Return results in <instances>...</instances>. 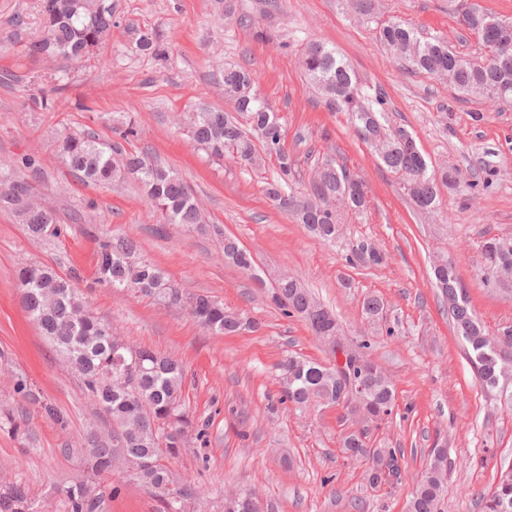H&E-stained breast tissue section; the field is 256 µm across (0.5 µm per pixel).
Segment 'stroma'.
I'll return each mask as SVG.
<instances>
[{"label":"stroma","mask_w":512,"mask_h":512,"mask_svg":"<svg viewBox=\"0 0 512 512\" xmlns=\"http://www.w3.org/2000/svg\"><path fill=\"white\" fill-rule=\"evenodd\" d=\"M114 2L109 42L98 58L78 66L30 57L27 44L42 31L37 0H0V33L11 30L14 17L23 20L19 37L0 45V74L16 77L0 83V165L36 156L42 199L64 228L59 238L35 241L14 214L0 212V417L29 414L27 433L0 427V477L47 500L61 481L82 473L80 456L64 453L65 444L108 425L80 376L27 316L14 270L21 262L45 264L63 276L78 272L89 283L96 237L116 231L135 239L184 293L212 296L261 325L255 333L218 336L186 311L149 297L100 287L85 292L93 314L131 344L184 363V410L204 441L170 468L205 490V512H224V493L235 488L256 490L270 512H405L410 478L422 471L438 437L450 461L446 512H483V494L500 470L512 467V403L481 387L433 284L432 265L439 256H454L489 334L512 326V291L483 286L476 277L481 240L512 238V103L464 99L446 81L403 70L380 44L375 24L358 21L347 0H234L233 14L224 18L214 0ZM379 8L382 18L441 37L463 55L481 54L478 37L462 29L448 0H381ZM134 27L159 29L164 54H142L130 34ZM307 41L334 45L365 92L383 90L391 119L415 133L432 162L458 167L463 190L441 192L436 213L417 211L347 116L328 111L308 83L297 62ZM225 64L253 72L259 95L281 119L300 179H307L315 154L331 151L364 181L368 207L350 216L335 243L314 238L266 197L263 182L275 174V163L255 172L213 159L174 126L175 113L198 105L232 111L215 75ZM44 94L55 99L54 109L40 107ZM131 116L139 127L133 148L178 170L201 202L209 230L157 223L136 184L86 187L62 164L58 135L88 130L109 138ZM216 226L254 254L259 279L218 259ZM362 237L383 249V265L346 263ZM283 270L302 276L335 311L347 342L368 341V359L391 377L397 409L370 439L377 448L401 449L408 474L402 484L371 485L366 462L349 457L342 438L357 423L345 409L268 412V396L279 392L274 365L283 355L327 357L305 324L273 307L260 287V279ZM367 294L386 301L387 325L365 319ZM16 376L28 381L40 404L14 392ZM48 405L65 425L45 413ZM112 482L120 492L109 512H159L145 488L117 474Z\"/></svg>","instance_id":"35a3bbf8"}]
</instances>
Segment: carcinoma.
I'll use <instances>...</instances> for the list:
<instances>
[{
    "instance_id": "cac0c4a2",
    "label": "carcinoma",
    "mask_w": 512,
    "mask_h": 512,
    "mask_svg": "<svg viewBox=\"0 0 512 512\" xmlns=\"http://www.w3.org/2000/svg\"><path fill=\"white\" fill-rule=\"evenodd\" d=\"M44 18L43 36L29 44L36 59L61 57L73 62L88 61L112 32V0L107 8L89 11L74 7L75 0H40ZM354 14L366 21L377 18L378 0H350ZM460 24L476 34L484 48L478 58L463 56L439 37L423 38L396 20L377 22L378 38L400 65L448 81L458 96L489 101H512V27L498 25L499 18L474 6L459 15ZM137 49L150 55L161 52L160 34L153 28H132ZM300 65L330 112H344L357 137L372 149L380 163L403 184L415 206L431 212L438 206L440 187L454 192L460 188L457 168L431 166L419 148L404 145L414 134L388 120L381 93L362 91L354 70L335 47L308 42L301 47ZM224 95L234 102L236 113L200 107L179 117L189 140L212 157H228L244 169L257 170L265 157H274L278 170L265 182L264 192L276 205L297 215L299 223L315 238L333 242L350 214L367 207L363 184L349 173L345 164L331 155L318 157L305 185L304 197L294 191L296 160L283 147L280 117L256 93L251 71L236 66L220 69ZM138 135L135 119L118 130V139L106 140L86 131H72L56 140L57 152L69 171L82 183L101 186L134 179L151 202L162 224L203 223L191 186L180 173L159 163L148 153L128 150ZM41 168L33 156L12 166H0V211L15 214L36 239L57 238L61 225L52 210L38 204L35 182ZM222 238L221 260L245 272L255 268L252 254L239 241ZM360 249L346 255L352 266L368 267L384 261L375 242L360 238ZM97 265L94 283L116 290L131 289L158 303L185 307L199 325L214 334L235 336L256 332L259 323L244 312L228 311L224 304L207 296L185 297L166 272L139 255L133 239L116 233L96 238ZM484 285L512 286V238L489 237L480 244ZM436 287L448 303L453 330L466 343L467 357L482 387L500 395L512 396V372L502 359V349L512 348V327L489 335L478 319L457 273L455 259L445 257V265L434 272ZM22 305L41 328L61 359L81 376L85 392L110 421L106 430H90L81 440L77 453L85 460V474L61 482L55 499L60 512H108L118 487L112 485L113 462L121 460L120 471L129 480L151 491L161 503L162 512H191L204 502L205 490L188 481L178 482L164 462L162 449L184 446L190 420L184 411V365L148 349L137 350V358L116 350L121 336L112 326L95 317L76 287L75 277L64 278L52 267L26 264L16 273ZM270 300L287 317L300 318L318 338L331 335L339 327L336 316L291 275L272 289ZM366 317L384 319L383 301L366 295L362 301ZM360 365L348 364L340 370L336 361L322 363L300 359L291 353L276 364L282 390L269 399L268 409L289 404L306 410L318 404L340 405L346 397L349 380L368 372L370 413L380 412L375 422L389 419L396 406L393 383L361 352L353 351ZM343 447L355 458L372 463L371 482L402 481L397 450L370 448L355 433L343 440ZM448 453L430 449L425 469L413 480L406 512H441L444 481L448 475ZM484 512H512V469L500 473L494 490L483 496ZM49 502L31 499L25 487L0 481V512H47Z\"/></svg>"
}]
</instances>
